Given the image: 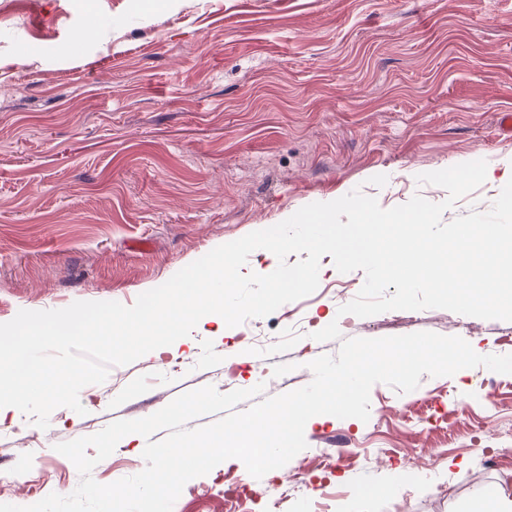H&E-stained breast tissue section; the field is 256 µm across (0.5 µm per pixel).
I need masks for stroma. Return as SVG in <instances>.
<instances>
[{"label":"stroma","instance_id":"1","mask_svg":"<svg viewBox=\"0 0 512 512\" xmlns=\"http://www.w3.org/2000/svg\"><path fill=\"white\" fill-rule=\"evenodd\" d=\"M512 0H0V323L76 301L132 305L212 249L354 189L389 209L446 191L419 174L485 160L493 177L444 221L488 211L512 169ZM363 271L320 261L319 287L263 318L268 354L205 321L177 353L146 354L84 387L47 429L0 416V503L72 493L55 444L135 420L207 385L309 384L341 339L428 331L512 354V322L445 309L338 319ZM338 323L340 340L313 334ZM495 384V417L473 396ZM512 432V374L484 367L370 393V418L306 426L273 478L232 458L188 481L173 512H485L512 494V451L485 463L471 438ZM146 466L120 441L92 471Z\"/></svg>","mask_w":512,"mask_h":512}]
</instances>
